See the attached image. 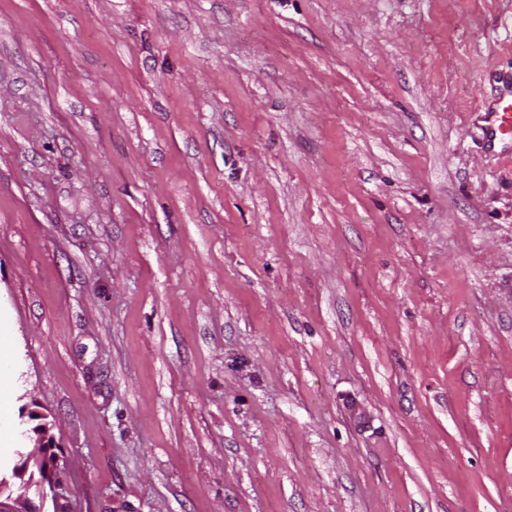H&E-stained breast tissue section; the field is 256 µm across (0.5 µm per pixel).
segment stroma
Listing matches in <instances>:
<instances>
[{
  "instance_id": "35a3bbf8",
  "label": "stroma",
  "mask_w": 512,
  "mask_h": 512,
  "mask_svg": "<svg viewBox=\"0 0 512 512\" xmlns=\"http://www.w3.org/2000/svg\"><path fill=\"white\" fill-rule=\"evenodd\" d=\"M512 0H0V459L67 512H512ZM497 94L485 109L483 137L490 147L512 138V71L495 76ZM38 435L36 446L28 453L19 452L20 462L9 473H2L0 463V512H41L33 508L27 496L33 487L42 501L50 495L57 502L59 466L52 452L56 448L55 437L47 424L40 428ZM17 481L23 492L15 495L13 486Z\"/></svg>"
}]
</instances>
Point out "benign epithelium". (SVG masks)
Segmentation results:
<instances>
[{
  "mask_svg": "<svg viewBox=\"0 0 512 512\" xmlns=\"http://www.w3.org/2000/svg\"><path fill=\"white\" fill-rule=\"evenodd\" d=\"M54 447L55 437L45 424L38 431L36 446L28 453H19L20 462L10 472H0V512H36L27 496L32 488L41 500L57 501L59 466ZM16 484L21 489L19 494L13 490Z\"/></svg>",
  "mask_w": 512,
  "mask_h": 512,
  "instance_id": "obj_1",
  "label": "benign epithelium"
}]
</instances>
